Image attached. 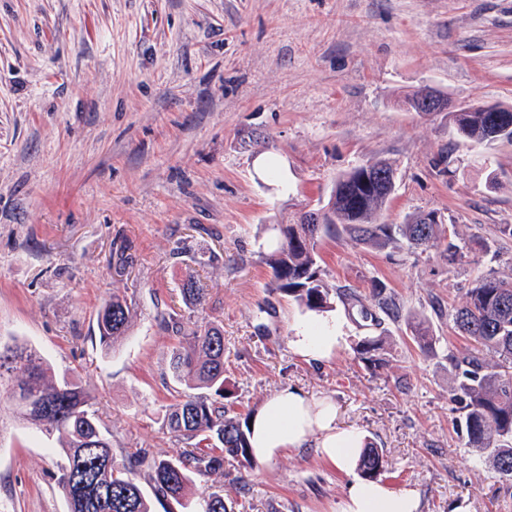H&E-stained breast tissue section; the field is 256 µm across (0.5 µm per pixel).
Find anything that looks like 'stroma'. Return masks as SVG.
<instances>
[{"label": "stroma", "instance_id": "stroma-1", "mask_svg": "<svg viewBox=\"0 0 512 512\" xmlns=\"http://www.w3.org/2000/svg\"><path fill=\"white\" fill-rule=\"evenodd\" d=\"M424 84L452 106L512 105V0H0V340L88 389L117 453L174 459L169 356L215 322L231 414L288 386L331 399L382 450L381 481L416 488L421 512H512V481L465 445L448 366L472 348L449 311L478 276L512 277V144L409 111ZM376 159L397 168L384 223L434 211L468 251L451 264L319 242L329 286L365 295L380 279L438 338L424 351L406 323L387 324L375 370L356 353L370 327L339 300L321 314L273 290L263 256L278 225ZM190 275L203 290L192 310ZM115 293L136 315L108 352L96 319ZM161 310L180 333L159 328ZM325 316L345 342L307 361L290 341ZM52 446L0 411V512H65ZM347 481L302 448L196 490L223 492L231 512H339Z\"/></svg>", "mask_w": 512, "mask_h": 512}]
</instances>
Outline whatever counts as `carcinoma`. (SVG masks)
<instances>
[{"label": "carcinoma", "instance_id": "1", "mask_svg": "<svg viewBox=\"0 0 512 512\" xmlns=\"http://www.w3.org/2000/svg\"><path fill=\"white\" fill-rule=\"evenodd\" d=\"M452 121L465 141L512 143V120L499 123L480 106L452 113ZM395 187L391 178L379 179L366 167L340 174L325 204L322 223L312 224L310 218L300 215L292 224L279 225L281 239L264 256L272 271L273 288L309 311L330 308L334 294L368 326L400 321L401 307L379 279L371 280L368 300L345 286L330 293L320 277L317 251L322 238L345 235L357 245L377 250H434L450 262L461 258L466 244L447 238L443 225L424 223L425 214L403 224L381 222ZM449 317L461 335L479 348L448 357L454 372L450 395L463 409L466 445L501 478L512 480V279L477 278ZM133 318L134 307L126 297L114 294L106 300L97 315L101 346L107 351L116 349ZM411 324L418 345L433 349L436 338L428 320L417 316ZM386 340L385 336L364 337L357 348L360 359L375 368L383 366L381 351ZM168 369L184 395L169 407L164 424L191 449L175 459L145 454L128 458L118 456L102 432L85 388L59 381L52 365L32 346L13 340L0 349V387L9 392L13 419L58 443V488L66 512H153L154 499L185 508L194 494L193 476L222 470L226 461L244 469L256 465L248 439L250 416H230L220 402L224 398V334L220 326L206 322L183 337L170 354ZM199 389L213 391L215 398L192 394ZM17 392L26 402L15 401ZM202 442L206 443L204 452L198 451ZM382 469L379 450L364 449L359 459L362 476L374 479ZM140 477L153 496L141 488ZM202 512H227L224 494L205 496Z\"/></svg>", "mask_w": 512, "mask_h": 512}]
</instances>
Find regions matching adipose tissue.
Wrapping results in <instances>:
<instances>
[{"label": "adipose tissue", "mask_w": 512, "mask_h": 512, "mask_svg": "<svg viewBox=\"0 0 512 512\" xmlns=\"http://www.w3.org/2000/svg\"><path fill=\"white\" fill-rule=\"evenodd\" d=\"M342 341L339 323H323L315 334L300 332L292 342L310 361L329 359ZM250 444L258 462L275 460L292 449L313 448L338 470L350 474L339 512H420L421 497L412 487L389 488L379 480H356L352 474L365 435L338 423L335 403L311 398L286 387L267 398L251 419Z\"/></svg>", "instance_id": "ef3b65f1"}]
</instances>
